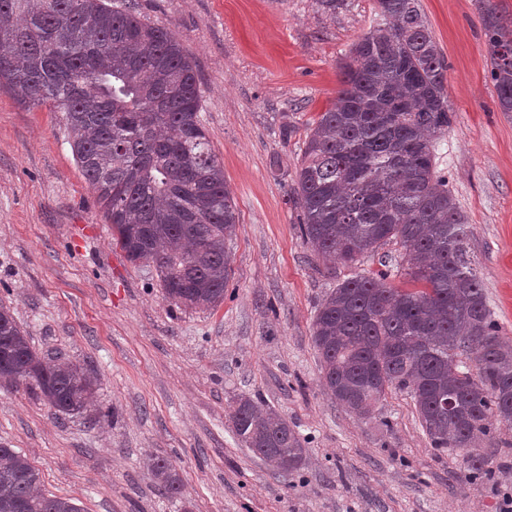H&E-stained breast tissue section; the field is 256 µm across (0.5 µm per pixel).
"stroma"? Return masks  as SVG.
<instances>
[{"instance_id": "stroma-1", "label": "stroma", "mask_w": 512, "mask_h": 512, "mask_svg": "<svg viewBox=\"0 0 512 512\" xmlns=\"http://www.w3.org/2000/svg\"><path fill=\"white\" fill-rule=\"evenodd\" d=\"M170 29L201 89L200 120L238 214L231 278L217 307L170 304L154 266L112 241L77 165L62 113L0 90V302L46 361L84 366L93 416L53 413L0 381V445L26 455L46 494L82 512H501L512 494V424L478 445L472 480L458 452L431 447L410 396L367 418L331 399L312 343L319 305L342 281H405L400 245L351 266L318 260L293 203L309 128L333 103L338 63L377 25L373 0H132ZM448 65L454 117L436 162L470 229L469 255L512 345V112L501 111L479 0H420ZM243 397L285 417L305 462L279 475L236 436ZM170 460L173 496L148 468Z\"/></svg>"}]
</instances>
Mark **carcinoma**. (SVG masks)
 I'll list each match as a JSON object with an SVG mask.
<instances>
[{"mask_svg": "<svg viewBox=\"0 0 512 512\" xmlns=\"http://www.w3.org/2000/svg\"><path fill=\"white\" fill-rule=\"evenodd\" d=\"M382 23L340 62L336 100L313 121L298 173L303 240L325 261L351 264L394 241L412 287L386 274L338 284L317 310L312 342L324 388L360 416L387 390L410 395L437 450H468L469 477L489 475L475 452L491 420L512 423V350L468 254L464 215L437 169L436 139L452 123L447 66L419 0H374ZM490 79L512 112V24L482 11ZM0 88L64 114L73 155L96 193L112 239L133 263L155 265L177 307L224 300L238 217L198 112L191 62L167 28L106 0H0ZM478 363L472 371L471 363ZM58 413L96 410L93 380L73 364H45L0 304V381ZM236 435L286 475L304 448L288 421L242 398ZM151 471L165 492L182 483L164 458ZM0 512H81L49 496L28 458L0 446Z\"/></svg>", "mask_w": 512, "mask_h": 512, "instance_id": "carcinoma-1", "label": "carcinoma"}]
</instances>
